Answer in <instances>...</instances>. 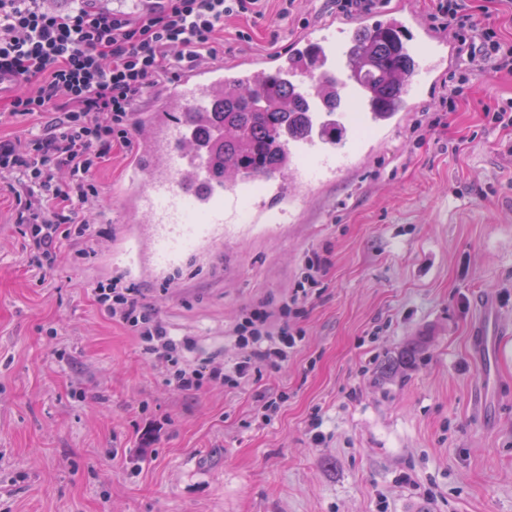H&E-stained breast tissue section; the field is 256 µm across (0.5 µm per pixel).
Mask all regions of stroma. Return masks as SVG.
<instances>
[{
  "label": "stroma",
  "mask_w": 512,
  "mask_h": 512,
  "mask_svg": "<svg viewBox=\"0 0 512 512\" xmlns=\"http://www.w3.org/2000/svg\"><path fill=\"white\" fill-rule=\"evenodd\" d=\"M298 31L233 18L219 56L284 52ZM447 91L346 136L348 165L309 187L296 222L229 225L161 271L147 225L123 223L112 195L127 149L95 174L91 241L46 277L0 192V512H512V126L481 110L512 98V78L479 77L426 130ZM314 251L328 267L298 350L237 389L176 390L92 295L126 274L197 358L221 363L238 318L289 297ZM481 298L506 333L487 402ZM412 346L417 362L396 367ZM266 396L279 400L269 423Z\"/></svg>",
  "instance_id": "35a3bbf8"
}]
</instances>
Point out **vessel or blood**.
I'll list each match as a JSON object with an SVG mask.
<instances>
[{
    "label": "vessel or blood",
    "mask_w": 512,
    "mask_h": 512,
    "mask_svg": "<svg viewBox=\"0 0 512 512\" xmlns=\"http://www.w3.org/2000/svg\"><path fill=\"white\" fill-rule=\"evenodd\" d=\"M376 27L394 28L404 36L411 66L395 109L410 111L453 62L454 52L451 43L436 36L403 0L354 24L334 16L311 26L295 36L281 55L240 56L161 77L153 107L168 118L153 122L151 133L139 138L125 180L113 189L126 203V222L152 226L150 251L157 265L176 262L191 237L210 245L223 242L225 225L241 223L247 214L265 223L293 221L306 202L307 189L336 177V147L315 127L301 147L302 161L294 163L287 177L266 178L262 195L245 194L246 176L225 181L209 146L194 142L192 115L211 108L212 92L282 75L294 82L321 123L336 120L335 114L324 110L319 92L323 86L339 93L346 111H372V91L356 78L348 54L359 29ZM482 309L481 344L492 358L501 324L492 303H483Z\"/></svg>",
    "instance_id": "obj_1"
}]
</instances>
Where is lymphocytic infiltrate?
Here are the masks:
<instances>
[{
	"label": "lymphocytic infiltrate",
	"mask_w": 512,
	"mask_h": 512,
	"mask_svg": "<svg viewBox=\"0 0 512 512\" xmlns=\"http://www.w3.org/2000/svg\"><path fill=\"white\" fill-rule=\"evenodd\" d=\"M265 15L263 0H167L166 9L134 17L95 10L90 0H74L65 12L47 0H0V74L18 88L5 112L21 120L51 117L38 131L0 139V188L13 197L30 266L50 273L64 243L90 239L99 210L93 176L113 146H131L129 116L159 76L216 59L215 43L229 18ZM435 16L460 52L448 87L453 112L478 76L512 75V43L472 0H438ZM324 273L320 255L307 256L289 299L259 304L239 318L232 330L239 353L218 365L196 360L194 340L171 335L124 276L97 284L92 294L177 390L209 383L238 388L261 369L281 367L297 350L304 336L298 320Z\"/></svg>",
	"instance_id": "obj_1"
}]
</instances>
